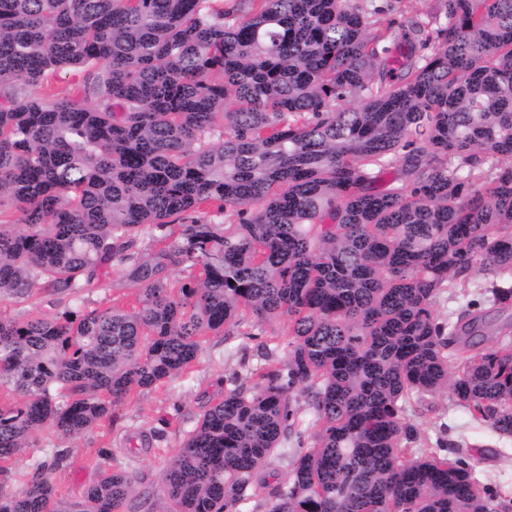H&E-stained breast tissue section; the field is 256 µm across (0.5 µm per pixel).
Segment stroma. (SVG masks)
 Returning a JSON list of instances; mask_svg holds the SVG:
<instances>
[{
    "label": "stroma",
    "instance_id": "35a3bbf8",
    "mask_svg": "<svg viewBox=\"0 0 512 512\" xmlns=\"http://www.w3.org/2000/svg\"><path fill=\"white\" fill-rule=\"evenodd\" d=\"M135 289L121 281L118 272L96 282L83 293L84 306L108 308L113 301L133 302ZM255 340L237 334L205 337L194 363L180 375L155 387L132 391L113 406L109 418L84 435L63 439L44 428L33 445L7 461L10 477L7 492L19 493L36 466L51 462L54 454L64 459L52 472L60 500L79 499L100 476L101 454L108 451L124 457L136 477L135 491L125 512H154L163 497L162 472L177 453L185 435L194 429L200 408L208 400L223 396L226 377L243 373L245 363L258 362ZM421 435V447L434 446L439 437L464 446V454L475 475L503 488L512 512V436H501L472 424L464 409L449 394L414 397L406 412ZM157 428L165 436L153 447L130 452L127 439L141 430Z\"/></svg>",
    "mask_w": 512,
    "mask_h": 512
}]
</instances>
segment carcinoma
I'll list each match as a JSON object with an SVG mask.
<instances>
[{
    "instance_id": "carcinoma-1",
    "label": "carcinoma",
    "mask_w": 512,
    "mask_h": 512,
    "mask_svg": "<svg viewBox=\"0 0 512 512\" xmlns=\"http://www.w3.org/2000/svg\"><path fill=\"white\" fill-rule=\"evenodd\" d=\"M393 2L0 0V297L52 296L0 316V460L48 424L90 431L210 333L245 327L268 356L282 319L286 360L227 380L160 512H239L255 486L267 512H499L501 486L448 444L411 457L405 404L449 392L512 436V342L485 339L512 313V0ZM61 69L77 95L33 93ZM114 267L136 307L71 308ZM475 273L492 306L439 320ZM62 458L0 512H123L136 479L114 454L72 502Z\"/></svg>"
}]
</instances>
